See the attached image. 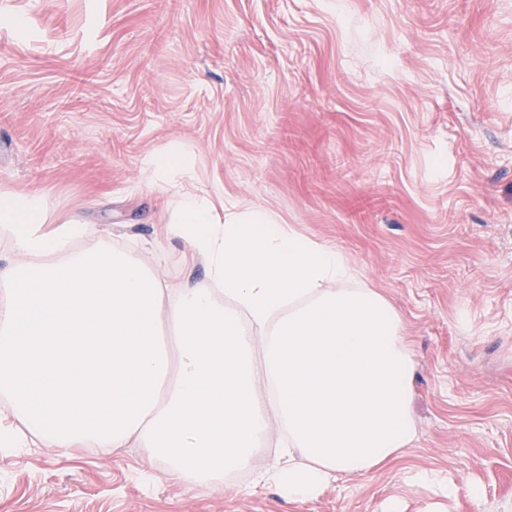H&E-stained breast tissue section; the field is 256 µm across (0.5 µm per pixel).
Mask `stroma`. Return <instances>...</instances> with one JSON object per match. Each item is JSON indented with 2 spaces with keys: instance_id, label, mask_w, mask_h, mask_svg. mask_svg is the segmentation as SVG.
I'll return each mask as SVG.
<instances>
[{
  "instance_id": "stroma-1",
  "label": "stroma",
  "mask_w": 512,
  "mask_h": 512,
  "mask_svg": "<svg viewBox=\"0 0 512 512\" xmlns=\"http://www.w3.org/2000/svg\"><path fill=\"white\" fill-rule=\"evenodd\" d=\"M167 152L170 182L341 247L387 296L417 439L292 501L140 448L0 446V512H512V0H0V191L202 283L146 180ZM183 159L176 154H164L151 157L147 162L148 180L152 183L174 168L185 167Z\"/></svg>"
}]
</instances>
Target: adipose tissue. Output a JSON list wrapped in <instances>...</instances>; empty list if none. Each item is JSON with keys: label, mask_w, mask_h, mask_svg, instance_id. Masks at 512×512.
Returning <instances> with one entry per match:
<instances>
[{"label": "adipose tissue", "mask_w": 512, "mask_h": 512, "mask_svg": "<svg viewBox=\"0 0 512 512\" xmlns=\"http://www.w3.org/2000/svg\"><path fill=\"white\" fill-rule=\"evenodd\" d=\"M169 229L210 287L170 288L96 224L45 230L35 192L0 194V442L68 455L137 443L180 479L252 470L294 499L387 464L417 431L401 316L345 252L257 205L218 212L172 185ZM86 241L70 250L72 240ZM166 315L175 350L159 341ZM278 434L280 457L255 469Z\"/></svg>", "instance_id": "obj_1"}]
</instances>
